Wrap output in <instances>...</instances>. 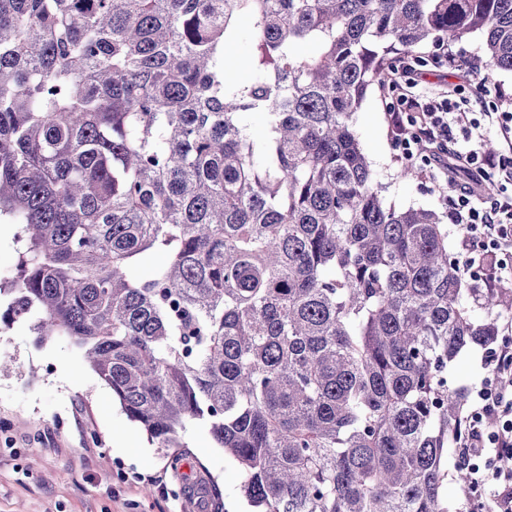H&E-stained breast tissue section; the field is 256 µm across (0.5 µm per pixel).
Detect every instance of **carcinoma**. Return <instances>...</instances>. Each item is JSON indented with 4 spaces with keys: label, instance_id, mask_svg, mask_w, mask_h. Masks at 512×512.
<instances>
[{
    "label": "carcinoma",
    "instance_id": "obj_1",
    "mask_svg": "<svg viewBox=\"0 0 512 512\" xmlns=\"http://www.w3.org/2000/svg\"><path fill=\"white\" fill-rule=\"evenodd\" d=\"M473 33L512 72V0H0V297L155 447L205 429L256 512H449L448 367L512 287L385 202L354 115L390 54ZM251 48V32L246 24H242L240 35L235 45L228 50L226 55L228 68L233 72H244V64L247 62Z\"/></svg>",
    "mask_w": 512,
    "mask_h": 512
}]
</instances>
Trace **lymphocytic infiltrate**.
<instances>
[{"mask_svg": "<svg viewBox=\"0 0 512 512\" xmlns=\"http://www.w3.org/2000/svg\"><path fill=\"white\" fill-rule=\"evenodd\" d=\"M405 109L391 113L392 134L405 160L421 158L447 176L449 144L470 170L473 187L444 198L445 214L460 234L458 269L486 289L512 287V112L474 115L445 97L419 102L405 93ZM501 146L486 150L488 130ZM490 181L496 195L479 196L476 185ZM485 358L490 370L476 391L454 439V466L465 470L467 512H512V320Z\"/></svg>", "mask_w": 512, "mask_h": 512, "instance_id": "1", "label": "lymphocytic infiltrate"}]
</instances>
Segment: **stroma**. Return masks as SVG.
Listing matches in <instances>:
<instances>
[{
	"instance_id": "35a3bbf8",
	"label": "stroma",
	"mask_w": 512,
	"mask_h": 512,
	"mask_svg": "<svg viewBox=\"0 0 512 512\" xmlns=\"http://www.w3.org/2000/svg\"><path fill=\"white\" fill-rule=\"evenodd\" d=\"M453 52L459 67L439 70V48H419L409 80L475 112H512L511 72L496 78L503 97L479 93L481 35ZM399 98L388 83L369 89L355 115L361 148L388 204L444 213L445 188L399 175L404 162L388 123ZM184 442L175 451L150 445L71 339L39 340L0 301V512H248L236 464L208 433L190 430Z\"/></svg>"
}]
</instances>
